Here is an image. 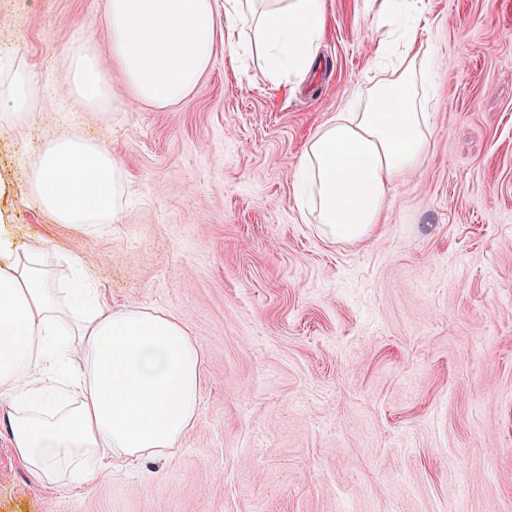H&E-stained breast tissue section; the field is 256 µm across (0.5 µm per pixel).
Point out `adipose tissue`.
Wrapping results in <instances>:
<instances>
[{"mask_svg":"<svg viewBox=\"0 0 512 512\" xmlns=\"http://www.w3.org/2000/svg\"><path fill=\"white\" fill-rule=\"evenodd\" d=\"M402 50L389 76L358 112L318 127L297 181L307 212L328 239L358 243L381 233L388 192L426 161L432 114L427 48L402 28L425 0H369ZM110 69L94 49L62 56L68 95L80 106L109 105L108 72L133 102H184L217 44L261 64L274 79L310 72L327 23L326 0H106ZM36 74L22 60L0 65V130H16L41 108ZM24 192L53 223L89 230L115 223L125 199L121 161L79 127L47 138L31 161ZM48 243L0 242V424L33 487H71L122 465L169 454L195 419L203 382L200 350L174 314L110 310L91 286L88 263L66 256L61 286L45 262Z\"/></svg>","mask_w":512,"mask_h":512,"instance_id":"1","label":"adipose tissue"}]
</instances>
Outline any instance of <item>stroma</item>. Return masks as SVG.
Here are the masks:
<instances>
[{
  "label": "stroma",
  "mask_w": 512,
  "mask_h": 512,
  "mask_svg": "<svg viewBox=\"0 0 512 512\" xmlns=\"http://www.w3.org/2000/svg\"><path fill=\"white\" fill-rule=\"evenodd\" d=\"M319 64L275 82L217 48L190 100L82 111L55 61L103 0H0V57L46 104L0 132V235L78 253L107 302L176 314L204 366L174 456L76 489L33 488L0 429V512H512V0H428L433 141L378 238L304 220L308 140L378 81L385 31L327 0ZM81 125L122 161L117 223H52L23 192L44 138Z\"/></svg>",
  "instance_id": "1"
}]
</instances>
